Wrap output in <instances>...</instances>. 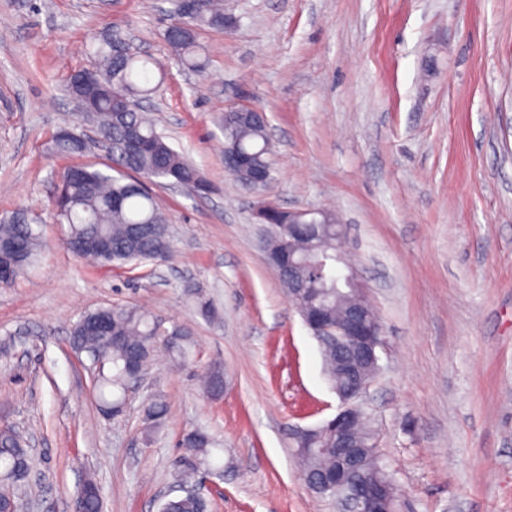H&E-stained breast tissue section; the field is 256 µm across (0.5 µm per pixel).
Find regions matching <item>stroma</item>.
<instances>
[{"instance_id":"35a3bbf8","label":"stroma","mask_w":512,"mask_h":512,"mask_svg":"<svg viewBox=\"0 0 512 512\" xmlns=\"http://www.w3.org/2000/svg\"><path fill=\"white\" fill-rule=\"evenodd\" d=\"M168 0H0V218L25 210L42 248L0 288V426L31 445L25 499L69 512L86 477L103 512H157L182 435L224 448L223 477L198 481L211 512H336L305 486L288 438L338 405L315 339L265 261L256 211L325 210L384 332L366 406L409 512H512V0H224L230 25L203 27L207 74L178 63L162 33ZM132 36L165 73L157 129L205 173L193 197L159 184L175 252L164 264L101 267L63 245L54 181L74 158L71 73L100 35ZM265 112L273 183L228 175L217 119ZM194 282L218 307L199 315ZM149 309L188 335L105 420L70 345L86 312ZM224 368V391L199 377ZM171 407L152 444L142 406Z\"/></svg>"}]
</instances>
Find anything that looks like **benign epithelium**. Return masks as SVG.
<instances>
[{
	"mask_svg": "<svg viewBox=\"0 0 512 512\" xmlns=\"http://www.w3.org/2000/svg\"><path fill=\"white\" fill-rule=\"evenodd\" d=\"M346 225L336 221L333 228L319 237H308L297 228L288 229V300L295 306L304 324L319 347L336 350V385L332 390L339 404L328 420L315 427L296 426L291 440L302 444L296 453H311V446L328 443L336 449L339 465L325 474L303 473L305 484L312 490L329 495L348 494V506L357 512H404L396 486L371 482L352 485L351 474L368 453L376 447L359 440V432L370 422L364 408L368 388L380 371L379 351L384 347L383 329L376 311L368 302L363 289L355 281L351 267L341 265V253H336V276L347 290L346 298H336L341 312L336 324H331L323 308L311 306L316 277L309 257L322 252L331 241L341 248Z\"/></svg>",
	"mask_w": 512,
	"mask_h": 512,
	"instance_id": "7a95c632",
	"label": "benign epithelium"
}]
</instances>
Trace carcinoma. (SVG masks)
Wrapping results in <instances>:
<instances>
[{
    "label": "carcinoma",
    "instance_id": "1",
    "mask_svg": "<svg viewBox=\"0 0 512 512\" xmlns=\"http://www.w3.org/2000/svg\"><path fill=\"white\" fill-rule=\"evenodd\" d=\"M173 23L165 30L164 38L176 53L180 64L193 72L204 73L210 60L205 49L197 42L196 31L202 27L225 24L224 0H204L201 13L194 19H185L170 11ZM94 63L100 72L99 84L90 86L85 95L91 107L80 113L85 128L82 140L58 134L55 148L66 156H80L91 141L92 134L102 139L117 175L113 176L91 164H75L74 172H65L53 201L54 216L68 225L70 237L81 241L78 257L101 266H135L143 263H161L173 255V238L167 214L160 207L149 188L138 186L144 175L156 183H179L191 195H200L209 188L204 172L187 156L174 150L157 130L146 110L137 106L151 97L155 88L148 86L154 59L149 55L130 51L121 56L113 53L111 36L104 37L95 50ZM229 149L224 156L241 153L253 162L271 167L272 144L268 137L267 119H251L226 112L219 119ZM266 224L277 225V231L288 228V211L268 202ZM25 240V251L15 260L12 274L19 278L32 265L39 248L40 236L31 224L15 212L0 220V241ZM265 255L268 265L283 276L280 239L266 236ZM185 292L195 299L200 312L209 317L214 309L209 300L192 285ZM106 318L112 346L102 345L98 336H87L84 325L95 319ZM70 344L74 352L100 364L94 372V390L98 409L102 413L114 412L124 405L129 379V364L138 362L147 369L158 350L174 358L187 354L184 336L171 337L154 315L142 308L107 307L83 315L71 332ZM222 367L213 365L204 376V389L211 396L223 391ZM169 414V405L161 395L150 396L145 404L144 442L151 441ZM182 454L174 462L178 481L187 483L207 469L224 472V449L206 431L191 430L181 440ZM334 454L326 452L300 459L302 469H328ZM30 474L29 449L17 431L0 428V485L22 488L28 484ZM365 474L384 482L395 481L393 474L382 466L380 457L371 459ZM82 497L84 512H101L102 498L96 481L88 478L76 490ZM209 503L203 497L180 495L164 501L159 512H208Z\"/></svg>",
    "mask_w": 512,
    "mask_h": 512
}]
</instances>
